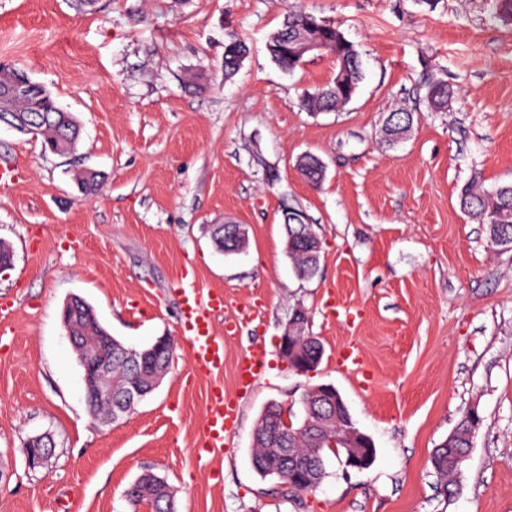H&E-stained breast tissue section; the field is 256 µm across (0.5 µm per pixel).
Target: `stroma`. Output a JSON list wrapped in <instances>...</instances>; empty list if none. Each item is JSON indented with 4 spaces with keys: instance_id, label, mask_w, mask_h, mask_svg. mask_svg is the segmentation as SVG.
Masks as SVG:
<instances>
[{
    "instance_id": "1",
    "label": "stroma",
    "mask_w": 512,
    "mask_h": 512,
    "mask_svg": "<svg viewBox=\"0 0 512 512\" xmlns=\"http://www.w3.org/2000/svg\"><path fill=\"white\" fill-rule=\"evenodd\" d=\"M339 25L364 79L339 112L299 96L334 75L327 55L282 71L267 50L289 11ZM248 47L224 75L230 38ZM0 64L42 84L82 127L74 151L0 127V512H146L125 496L145 471L176 512H512V248L468 219L460 189L512 183V24L491 0H0ZM205 88L187 89L192 77ZM452 86L447 111L425 99ZM417 113L398 145L391 112ZM324 162L313 185L297 162ZM100 174L85 194L75 174ZM302 209L322 242L317 275L297 277L282 214ZM242 225L227 255L213 225ZM220 290L213 319L224 368L194 376L178 282ZM73 295L107 331L142 349L177 343L160 385L133 414L94 415L61 324ZM324 354L298 373L279 353L296 309ZM262 372L236 383L239 360ZM333 385L376 454L363 470L326 458L299 493L252 465L253 432L276 402L302 417V395ZM238 416L220 448L202 449L207 395ZM482 424L451 494L430 455L462 417ZM47 433L53 456L31 469L22 448Z\"/></svg>"
}]
</instances>
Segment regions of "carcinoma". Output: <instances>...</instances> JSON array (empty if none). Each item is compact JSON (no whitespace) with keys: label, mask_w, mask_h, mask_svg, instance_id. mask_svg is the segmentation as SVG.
<instances>
[{"label":"carcinoma","mask_w":512,"mask_h":512,"mask_svg":"<svg viewBox=\"0 0 512 512\" xmlns=\"http://www.w3.org/2000/svg\"><path fill=\"white\" fill-rule=\"evenodd\" d=\"M303 30L315 39L324 42L328 48L322 53L333 57L336 75L341 78V85L331 80L323 87L312 92H306L301 97V105L311 112L336 111L348 104L355 96L363 79V68L359 52L348 41L339 26L317 18L315 15L302 10L290 12L280 30L272 35L268 51L272 60L284 71L291 72L303 63L299 58L298 45L285 41L283 34L287 31ZM454 96L453 89L448 84L436 82L428 86L426 98L429 104L443 110ZM0 108L14 111V118L21 127H26L30 121L46 116L40 126V136L43 138L44 149L57 147L68 140H77L80 136V126L74 122V115L57 106L51 95L34 98L0 97ZM415 113L408 110L391 112L385 118L386 137L395 143L413 126ZM321 160L312 154L302 156L298 168L309 182H320L319 166ZM460 209L478 224L488 226L490 240L499 244V240L512 241V183L486 188L474 180L464 185L459 194ZM294 261L297 275L302 279L315 276L319 264L312 261L304 248L299 247L289 253ZM174 358V353L162 350L158 353L147 347V353L140 355L137 360H125L112 351V371L119 382L141 381L145 386L150 385L151 379L158 374H166ZM304 418L295 427L300 428L306 421H324L325 436L343 434L354 426L350 412L336 409V405L314 398L307 392L302 396ZM477 428L476 421L469 415L464 416L458 423L454 434L446 438L433 451L430 457L431 467L441 480V487L448 489L450 479L457 473L458 468L448 465V453H453L459 461H464L469 453L470 439ZM299 448L304 452L315 447L308 435L282 436L277 433L275 421L261 413L254 431L253 458L259 461L256 467L262 477L272 472L279 474L283 483H288V473L283 470V460L277 453L279 448ZM129 500L136 506L145 504L150 512H169L174 508V495L168 484L160 487L140 485L128 490Z\"/></svg>","instance_id":"cac0c4a2"}]
</instances>
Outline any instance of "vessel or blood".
I'll return each mask as SVG.
<instances>
[{
	"mask_svg": "<svg viewBox=\"0 0 512 512\" xmlns=\"http://www.w3.org/2000/svg\"><path fill=\"white\" fill-rule=\"evenodd\" d=\"M180 318L186 328L185 341L192 350L193 371L209 375L224 366V339L213 330L211 316L224 307L223 295L217 293L200 296L193 283H185ZM236 414V405L225 398L223 389H213L208 401L204 443L209 448L224 445V432Z\"/></svg>",
	"mask_w": 512,
	"mask_h": 512,
	"instance_id": "vessel-or-blood-1",
	"label": "vessel or blood"
}]
</instances>
